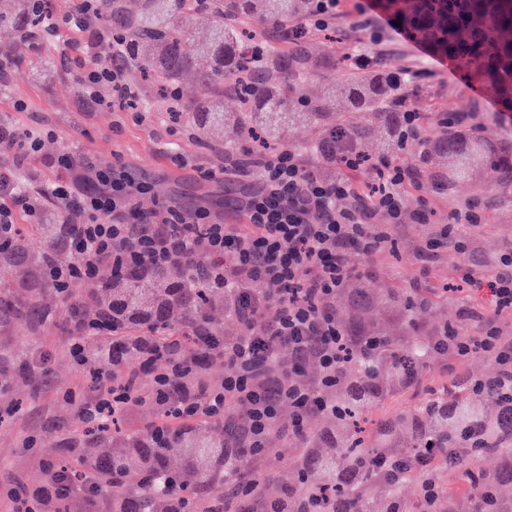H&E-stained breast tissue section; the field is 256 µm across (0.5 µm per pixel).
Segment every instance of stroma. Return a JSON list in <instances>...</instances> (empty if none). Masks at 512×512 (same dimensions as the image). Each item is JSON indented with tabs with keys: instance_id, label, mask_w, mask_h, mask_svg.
Masks as SVG:
<instances>
[{
	"instance_id": "1",
	"label": "stroma",
	"mask_w": 512,
	"mask_h": 512,
	"mask_svg": "<svg viewBox=\"0 0 512 512\" xmlns=\"http://www.w3.org/2000/svg\"><path fill=\"white\" fill-rule=\"evenodd\" d=\"M332 30L334 40H317L318 51L336 59L335 71L325 74L329 80L352 72L348 53L355 38L349 18L337 19ZM382 49L386 56L384 71L397 76L406 69L420 71V78L407 82L406 88L413 108L423 116L425 131L437 127L445 113L466 112L470 119L461 124L462 133L485 124L489 151L500 157L512 155V112L502 111L461 71L440 65L434 54L418 50L396 32H389ZM1 50L10 52L17 66L12 79L0 84V125L17 134L42 138L40 155L26 161H18L13 151L5 153L15 180L24 183L31 196L41 197L58 176L56 170L44 166V157L70 153L93 160L101 170L122 165L150 182V192L137 200L145 211L171 199L172 188L198 196L225 181L223 154L201 145L184 124L158 110L154 94L139 70L130 69L124 74L125 83L142 99L138 108L80 109L79 76L102 68L104 56L103 50L87 49L82 33L64 26L32 47L15 45L12 33L0 29ZM20 101L25 103V110H17ZM385 140L384 129H377L369 144L371 158L390 154L399 165L420 169L417 186L408 189L402 198L403 209L410 216L421 204H428L430 220L403 224L393 249L369 259L351 256L356 274L336 297V316L340 322H348L352 289L397 286L427 296V304L417 308L418 323L424 330L436 331L458 322L463 303H490L486 292L460 281L459 271L465 266L490 265L512 254V176L498 168L482 167L470 181L444 185L435 161L423 160L417 149L389 153ZM470 202L479 204L484 219L472 229L465 249L449 248L421 257L420 248L437 227L447 223L454 209ZM75 340L73 333L58 324L48 325L34 339L20 323L0 331V346H11L23 359L43 358L46 368L45 376L36 381L15 376L0 382V407L14 402L21 405L8 422H0V512H13L11 487L41 480L44 462L56 454L61 429L75 431L81 427L75 408L65 400L68 393L89 391L91 385L87 367L71 355ZM496 371L495 362L485 355L461 359L450 372L443 370L441 360H433L420 386L389 398L374 407L370 415L381 418L408 410L426 388L448 381L450 375L488 378ZM280 422V429L266 442L270 454L255 462L262 474L270 476V492L275 496L288 487L290 454L299 447L301 434L332 424L330 417L317 415L297 433L288 425V413H281Z\"/></svg>"
}]
</instances>
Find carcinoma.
Masks as SVG:
<instances>
[{"label": "carcinoma", "instance_id": "1", "mask_svg": "<svg viewBox=\"0 0 512 512\" xmlns=\"http://www.w3.org/2000/svg\"><path fill=\"white\" fill-rule=\"evenodd\" d=\"M212 0L200 10L198 0H101V17L129 45L125 64L153 74L162 89L173 91L190 79L205 94L190 102L167 97L171 111L184 116L199 141L212 147L209 136L224 131V152L243 143L284 144L288 128L299 123L319 128L309 150L320 155L323 145L341 136L359 151L381 122L389 140L399 128L394 114L411 105L401 86L378 71H365L319 84L303 86L325 70L336 67L329 54L318 53L307 36L282 48H273L260 34L247 36L226 21L247 15L280 27L300 20L310 9L307 0ZM382 7L430 50L451 59L457 68L497 102L512 111V0H381ZM28 0H7L0 6V24H9L24 39L31 25ZM240 101L237 112L224 111V93ZM347 100L364 111L367 124L352 126L336 111ZM427 153L447 168L448 180H464L471 171L493 161L480 137L461 138L440 126L424 142ZM79 218L52 210L36 225L42 245L35 250L21 229L0 240V268L20 277L0 280V328L16 323L35 336L50 312L53 295L76 297L61 324L92 328L110 325L111 342L91 353L105 355L112 367V384L141 391L137 406L152 412L140 430L112 427L80 430L61 442L58 455L46 463L45 484L59 485L51 512H73L83 493L87 512H224V496L241 483L252 482L250 498L258 506L284 512H368L370 500L380 512H424L400 500L404 484L418 488L426 473L432 448L448 457V467L463 466L471 474L465 492L477 512H507L512 501V425L495 388L474 391L449 381L431 394L424 406L397 412L375 426L369 404L410 384L398 359L411 360L419 373L430 364L427 342L410 343L406 336H368L359 323L344 330L359 340V351L345 365L344 374L329 395L336 429H323L302 439L295 458V477L288 493L267 495V481L253 479L245 464H224V449L241 443L234 424L199 416L171 415L172 401L153 387H143L140 369L148 359L171 364V359L194 355L202 364L214 353L200 347L199 337L212 335L213 315L219 311L236 319L242 330L247 321L233 294L220 295L207 287L200 269L180 263L160 271L99 281L94 288H55L45 272L50 265L72 262L70 240ZM377 298L400 301L413 311L417 298L400 288H381ZM140 355L139 367H129L125 355ZM0 367L17 368L30 379L43 364L15 365V354L0 349ZM494 453L500 469L489 473L480 458ZM347 460L338 471L336 458Z\"/></svg>", "mask_w": 512, "mask_h": 512}]
</instances>
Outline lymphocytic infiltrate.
<instances>
[{"instance_id":"1","label":"lymphocytic infiltrate","mask_w":512,"mask_h":512,"mask_svg":"<svg viewBox=\"0 0 512 512\" xmlns=\"http://www.w3.org/2000/svg\"><path fill=\"white\" fill-rule=\"evenodd\" d=\"M100 0H72L64 16H56L47 0H32L37 22L28 33L29 44L54 35L60 25L87 34L88 47L116 48L118 38L101 29ZM380 0H311L308 16L289 25V36L320 31L337 18L354 14V26L365 39L351 59L360 69L375 67L383 55L378 47L384 30L374 15ZM84 108L102 107L101 88H111L120 99L135 98L124 83L120 66L104 67L80 77ZM324 162L332 175L303 166L293 151L261 154L259 180L236 202L245 225L225 223L206 205L186 209L170 202L142 211L136 197L143 185L125 168L111 175L97 170L92 161L73 154L46 158L48 167L61 176L45 195L62 210L80 217L73 245L78 260L66 267L53 266L50 279L66 285L72 280L94 279L101 266L118 274L144 272L181 259L206 266L212 288L238 289L250 327L241 336L224 342V380L199 393L184 390L177 413L207 415L213 419L237 415L253 449L263 448L269 431L279 421L282 407L291 410V427L300 429L315 413L328 409L326 391L335 385L343 366L344 350L353 342L339 327L334 302L352 277L350 254L371 256L393 244V233L402 224V196L418 183L416 170L384 157L362 164L354 150L331 147ZM367 167L370 180L357 184L346 171ZM0 236L9 234L18 213L38 218L42 208L35 198L19 191L9 174L0 172ZM387 223H376L377 215ZM477 204L453 211L428 240L427 250L459 249L464 229L481 223ZM233 256L234 265L223 262ZM465 280L488 289L494 312L473 304L461 311L467 339L446 332L436 352L456 361L475 349L494 358L503 394H512V338H504L497 314L512 312V255L502 256L492 269H465ZM274 316H267L268 308ZM119 397L109 368H100L97 386L78 410L80 421L97 423L112 411L133 407Z\"/></svg>"}]
</instances>
